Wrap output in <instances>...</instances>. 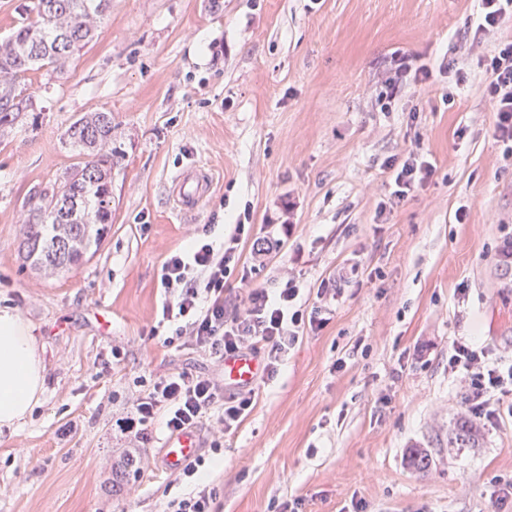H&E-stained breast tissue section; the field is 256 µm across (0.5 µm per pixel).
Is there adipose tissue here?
<instances>
[{"instance_id":"adipose-tissue-1","label":"adipose tissue","mask_w":512,"mask_h":512,"mask_svg":"<svg viewBox=\"0 0 512 512\" xmlns=\"http://www.w3.org/2000/svg\"><path fill=\"white\" fill-rule=\"evenodd\" d=\"M45 366L34 328L21 315L0 308V434H13L38 403Z\"/></svg>"}]
</instances>
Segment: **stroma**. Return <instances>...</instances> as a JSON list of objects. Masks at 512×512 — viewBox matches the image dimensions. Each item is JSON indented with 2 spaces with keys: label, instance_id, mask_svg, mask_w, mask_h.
Wrapping results in <instances>:
<instances>
[{
  "label": "stroma",
  "instance_id": "stroma-1",
  "mask_svg": "<svg viewBox=\"0 0 512 512\" xmlns=\"http://www.w3.org/2000/svg\"><path fill=\"white\" fill-rule=\"evenodd\" d=\"M478 11L479 0H112L67 74L29 73L35 121L0 139V307L34 326L46 378L26 423L0 437V512H165L200 485L218 512L297 498L302 512L357 501L364 512H512L490 498L491 479L512 476V417L482 428L475 448L436 442L463 413L453 340L512 360V269L499 264L512 156L493 138L484 76L512 22L479 34ZM398 55L432 75L386 110ZM88 112L111 114L119 151L111 228L78 267L40 275L20 254L21 206L77 163L64 134ZM412 152L435 173L398 202L385 163ZM194 166L212 189L180 215L172 182ZM291 199L293 234L256 261ZM242 217L252 273L225 278L228 307L290 275L310 306L339 268L360 277L341 285L327 326L254 385L220 447L199 427L200 477L179 482L157 465L163 420L146 444L115 421L145 381L222 378L161 323L160 271L201 232L222 244ZM415 449L432 456L425 472L409 465ZM131 457L139 465L126 467Z\"/></svg>",
  "mask_w": 512,
  "mask_h": 512
}]
</instances>
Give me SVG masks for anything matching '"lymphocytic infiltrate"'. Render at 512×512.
<instances>
[{
    "mask_svg": "<svg viewBox=\"0 0 512 512\" xmlns=\"http://www.w3.org/2000/svg\"><path fill=\"white\" fill-rule=\"evenodd\" d=\"M486 91L496 114L493 136L512 154V42L501 48L485 68ZM245 224L222 248L205 237H195L187 250L169 255L162 265L164 290L162 319L183 330L187 345L223 362L226 355L246 349L261 351L267 377H274L281 362L304 330L325 325L332 310L320 305L304 312L299 305L301 286L288 278L276 294L250 289L243 309L228 310L224 280L238 262L237 249ZM451 369L461 371L469 413L491 426L501 417L497 395L512 391V364L492 363L484 347L456 340L448 357ZM251 395L225 397L223 387L206 374L180 372L157 377L144 394L133 400L129 412L119 418L121 432L148 442V427L164 417L170 434L206 424L216 438L234 433L251 410Z\"/></svg>",
    "mask_w": 512,
    "mask_h": 512,
    "instance_id": "lymphocytic-infiltrate-1",
    "label": "lymphocytic infiltrate"
}]
</instances>
